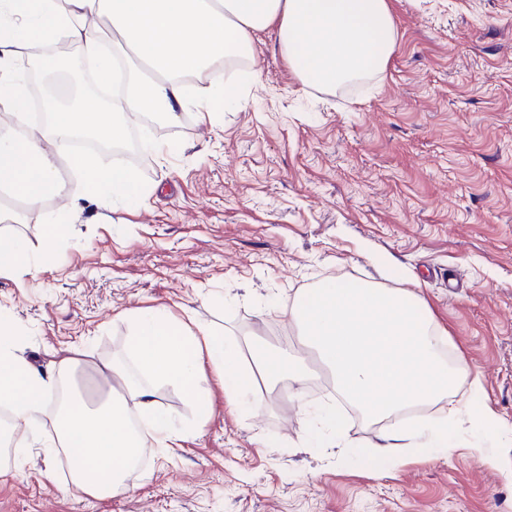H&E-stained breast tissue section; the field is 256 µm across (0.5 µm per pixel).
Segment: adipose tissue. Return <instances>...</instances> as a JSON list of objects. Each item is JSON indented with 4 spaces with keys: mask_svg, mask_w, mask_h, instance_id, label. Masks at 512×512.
Instances as JSON below:
<instances>
[{
    "mask_svg": "<svg viewBox=\"0 0 512 512\" xmlns=\"http://www.w3.org/2000/svg\"><path fill=\"white\" fill-rule=\"evenodd\" d=\"M108 17L112 37L104 39L95 20ZM275 29L279 51L291 73L305 86L336 88L368 74L383 72L395 44V24L388 0H0V110L17 111L22 100L20 61L15 49L66 38L82 45L98 79L109 83L113 47L125 45L148 61L156 79L130 78L116 112L97 98H83L55 113L49 127L32 136L0 137V197L11 207L10 221L22 223L37 208L44 188L69 195L59 181L57 161L68 142L82 133L110 142L124 140L126 122L160 114L171 120L191 106L211 118L215 99L234 105V86L204 79L220 59L250 52L254 33ZM196 75L194 97H187L182 77ZM87 191L108 186L117 199L137 193L134 175L83 160ZM70 197L80 209L79 196ZM421 296L376 283L358 287L328 279L309 289L289 310L305 346L328 369L337 393L365 418L381 425L371 453L382 466L396 465L399 451L449 456L451 432L467 405L447 406L466 358L447 365L440 354L444 331L433 317H418ZM134 332L130 362L106 364L107 380L118 393H107L96 407L82 400L63 404L52 421L54 451L68 459L71 484L103 496L122 489L148 447H173L179 431L155 415V386L177 385L199 407H206L201 363H210L224 384V395L238 412L256 409L254 374L269 384L290 381L304 386L307 372L287 351L253 346V368L241 362L239 341L219 338L204 325H189L168 309L155 308L129 317ZM78 361L61 359L53 371L33 368L16 352L11 339H0V402L17 417H39L51 401L49 388L67 381ZM444 404L436 419L412 421L407 412L421 405Z\"/></svg>",
    "mask_w": 512,
    "mask_h": 512,
    "instance_id": "1",
    "label": "adipose tissue"
}]
</instances>
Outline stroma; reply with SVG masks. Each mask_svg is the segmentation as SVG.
<instances>
[{"instance_id":"35a3bbf8","label":"stroma","mask_w":512,"mask_h":512,"mask_svg":"<svg viewBox=\"0 0 512 512\" xmlns=\"http://www.w3.org/2000/svg\"><path fill=\"white\" fill-rule=\"evenodd\" d=\"M394 50L382 74L333 90L303 86L274 31L242 65L210 69L238 85L154 125L129 124L143 153L124 163L133 203L98 190L82 209L53 196L0 236L22 238L33 271L0 277V314L19 356L46 368L86 350L72 393L98 398L102 362L125 359L130 313L165 307L217 336L297 353L283 307L326 278L360 285L390 262V288L419 287L446 331L444 358L464 355L449 403L491 408L512 424V0H390ZM60 236L42 259L44 225ZM199 411L173 384L157 408L186 435L145 454L125 487L93 497L70 487L46 445L54 405L21 426L19 468L0 448V512H512V436L471 452L469 423L449 457L407 456L376 472L378 429L311 366L303 390L256 383V413L228 405L216 377ZM334 409L343 442L307 445L301 406Z\"/></svg>"}]
</instances>
